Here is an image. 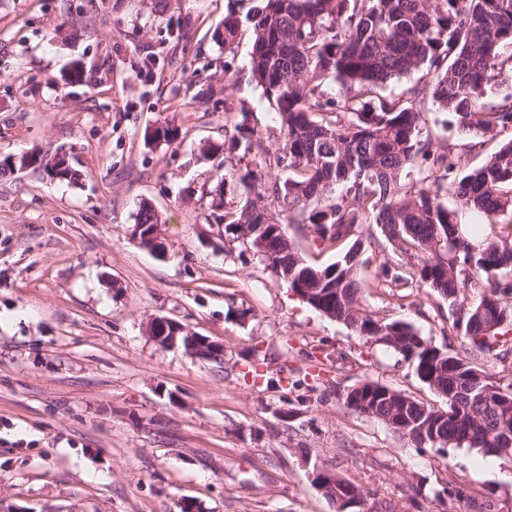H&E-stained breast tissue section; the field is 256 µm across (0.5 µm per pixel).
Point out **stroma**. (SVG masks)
<instances>
[{"label": "stroma", "instance_id": "1", "mask_svg": "<svg viewBox=\"0 0 512 512\" xmlns=\"http://www.w3.org/2000/svg\"><path fill=\"white\" fill-rule=\"evenodd\" d=\"M0 0V157L67 152L79 181L0 175V512H336L313 483L357 485V512H512V459L418 448L343 397L372 380L443 408L392 348L315 311L224 234L212 205L236 111L264 150L276 114L251 41L211 38L228 0ZM81 81L63 83L73 60ZM179 130L170 144L153 126ZM165 253L133 236L141 204ZM377 237L360 305L463 352L446 299L392 287ZM168 317L223 343L216 364L147 334ZM260 382L244 378L251 364ZM465 495H445V488ZM161 223L162 222L160 216L152 207L143 206L137 214L136 224H158V226H156L150 234L151 244L150 247L148 248L150 250L156 249L162 245L161 240L163 234Z\"/></svg>", "mask_w": 512, "mask_h": 512}]
</instances>
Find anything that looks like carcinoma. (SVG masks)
<instances>
[{"label":"carcinoma","mask_w":512,"mask_h":512,"mask_svg":"<svg viewBox=\"0 0 512 512\" xmlns=\"http://www.w3.org/2000/svg\"><path fill=\"white\" fill-rule=\"evenodd\" d=\"M245 15H224L214 43L233 49L250 33V79L276 107L282 147L250 160L260 148L248 113L220 145L237 160L236 181L245 201L224 207V233L248 245L268 267L292 277L290 288H315L310 307L345 326L359 303L361 227L372 224L402 254L415 259L408 273L384 269L401 287L416 282L448 298L452 328L463 335V353L442 352L409 323L363 313L359 336H399L393 346L424 381L448 365L443 387L466 389L474 360L499 357L512 331V139L467 173L450 161L454 148L470 152L512 132V94L487 99L512 80V0H256ZM334 81L337 92L325 89ZM403 82L402 98L363 96L376 86ZM428 101L451 118L458 142L438 151L424 134L428 117L402 99ZM287 168L281 178L273 169ZM453 196L450 208L445 197ZM284 204L287 221L265 219V199ZM503 217L507 233L483 237L480 225L459 224L458 209ZM312 227L321 244L340 248L337 260L308 263L288 236V225ZM486 276L473 304L463 299L474 276ZM448 422L436 433L450 444L500 457L498 438L512 431V410L478 400L448 403Z\"/></svg>","instance_id":"obj_1"}]
</instances>
